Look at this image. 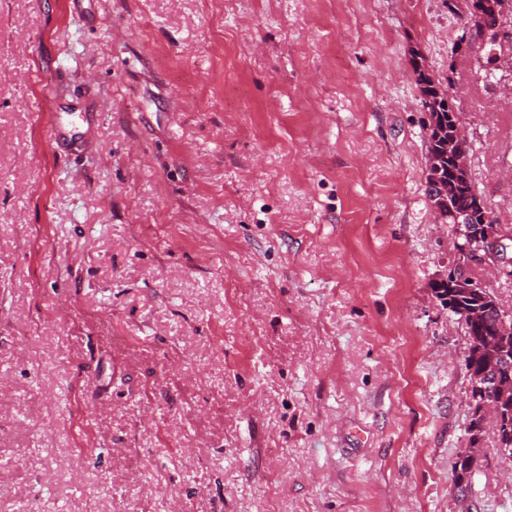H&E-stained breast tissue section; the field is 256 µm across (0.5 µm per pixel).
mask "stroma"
Segmentation results:
<instances>
[{"label": "stroma", "mask_w": 512, "mask_h": 512, "mask_svg": "<svg viewBox=\"0 0 512 512\" xmlns=\"http://www.w3.org/2000/svg\"><path fill=\"white\" fill-rule=\"evenodd\" d=\"M464 10L0 0V512H512L492 427L455 492L431 288L414 53L512 233V66Z\"/></svg>", "instance_id": "1"}]
</instances>
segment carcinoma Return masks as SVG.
<instances>
[{
    "label": "carcinoma",
    "instance_id": "1",
    "mask_svg": "<svg viewBox=\"0 0 512 512\" xmlns=\"http://www.w3.org/2000/svg\"><path fill=\"white\" fill-rule=\"evenodd\" d=\"M421 59L422 56L418 54L413 56L412 67L422 92V108L429 122L434 125L432 135L427 138V159L436 161V164L428 168L426 183L452 180L449 195L442 198L431 195L429 200L441 224L454 229L460 215L465 216L470 224H482L489 209L477 194L471 175H454L459 170L458 162L469 157L470 149L466 143L456 141V112L444 96L439 94L440 87ZM431 288L441 305L448 307L451 313L463 321L469 337L465 369L474 375H482L484 384V389L472 390L473 415L466 429L469 447L474 449V453L460 457L454 463L456 487L462 492H470L475 453L480 450L479 444L485 428L481 413L482 402L495 401L500 403L503 410L512 411V374L507 373L504 363L506 358L512 361V331L500 337V349L505 351L506 356L487 350L482 339L498 331L502 325L501 315L504 314L490 289L486 287L478 292L466 293L448 287L444 281L431 285Z\"/></svg>",
    "mask_w": 512,
    "mask_h": 512
}]
</instances>
